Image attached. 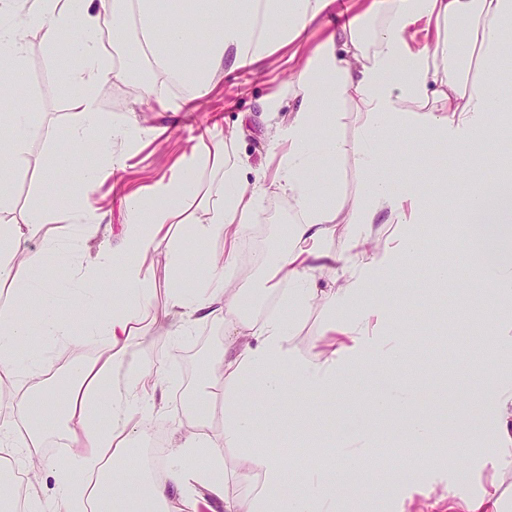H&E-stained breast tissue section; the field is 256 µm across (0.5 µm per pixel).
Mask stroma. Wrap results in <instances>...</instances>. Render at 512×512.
<instances>
[{
    "label": "stroma",
    "instance_id": "1",
    "mask_svg": "<svg viewBox=\"0 0 512 512\" xmlns=\"http://www.w3.org/2000/svg\"><path fill=\"white\" fill-rule=\"evenodd\" d=\"M288 69V52L284 49L273 52L256 69L225 67L208 97L184 103L176 113L163 111L152 100L134 103L125 86L111 85L102 98L104 111L116 116H132L139 127L145 128L146 134L143 140L131 145L126 168L105 177L88 200L99 215L104 238L115 245L120 243L126 222L125 197L167 175L175 164L190 156L203 136L212 134L222 139L225 155L242 161L244 182H253L272 153L269 136L275 125L287 120L297 105L285 84ZM63 77L58 61L45 54L39 35L31 34L22 80L35 94L39 125H49L59 131L70 121L69 92ZM270 97L280 98L279 112L266 111L265 102ZM363 119L358 104L346 101L339 106L335 126L325 131L326 136L342 145L336 159L335 200L340 204L354 198L364 188L365 175L353 157ZM385 151L393 162L392 172L399 182H418L437 189L443 215L448 218V229L453 234L452 240L444 239L425 248L422 260L412 259L398 268L401 290L397 295L379 291L372 294L373 301L387 310L390 320L399 329L405 343L402 358L384 372L360 375L351 392H324L315 399L316 412L298 421L270 410L256 397L252 398L250 408L257 428L263 431L273 421L279 423L282 432L293 433L300 439L316 428L331 436L372 428L378 433V446L382 447L390 432L402 423L404 414L397 410H379L374 407L373 399L392 385L409 387L416 396L415 412L429 416L438 428V439L432 442L429 451L436 465L424 471L416 487H401L387 496H368L362 489L368 475L376 483H386L389 473L385 468L369 473L356 469L352 473L357 489L355 504L357 512H430V504L448 490L468 497L476 494L492 476L498 453L494 439L486 438L470 447H456L449 456L440 443L453 440L466 420L478 416L479 409L471 403L470 391L480 369L495 365L511 376L512 356H503L495 348L481 343L490 325L489 318L482 312L490 294L480 279L484 255L480 249L469 247L463 236V211L470 191L461 184L443 182L438 174L440 168L454 163V152L443 144L424 143L408 134L392 136ZM46 166L43 144L38 139L34 140L22 168H15L12 158L0 153V170L16 172L12 187L17 223H24L37 204L62 218L67 213L70 199L47 191L44 186ZM272 201V196L268 195L260 202L240 242L241 249L256 248L274 256L287 248L286 225L265 220ZM431 261L464 262L469 273L464 286L426 285L424 271ZM62 313L72 322L73 335L81 337L80 348L54 342L36 330L31 333L34 344L43 347L52 359L45 387L55 395V404L48 410L54 420L63 416L70 365L94 357L100 348L98 339L84 334L85 323L94 316L92 310L68 303ZM152 334L154 341L149 355L161 358L172 377L152 427L163 432L166 441L171 442L192 431L191 410L180 400L179 394L186 390L198 391L205 378L208 359L216 358L224 349V327L201 322L189 336L177 340L166 336L165 324L160 321ZM70 453L63 433L58 431L46 436L37 455L28 458L19 470L26 474L28 481L35 483L41 497L49 499L55 492L50 466L66 461Z\"/></svg>",
    "mask_w": 512,
    "mask_h": 512
}]
</instances>
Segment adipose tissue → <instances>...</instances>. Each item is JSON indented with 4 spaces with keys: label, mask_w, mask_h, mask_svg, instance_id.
Masks as SVG:
<instances>
[{
    "label": "adipose tissue",
    "mask_w": 512,
    "mask_h": 512,
    "mask_svg": "<svg viewBox=\"0 0 512 512\" xmlns=\"http://www.w3.org/2000/svg\"><path fill=\"white\" fill-rule=\"evenodd\" d=\"M331 0H185V17L172 18L157 33L161 0H0V131L9 136L15 164L29 151L34 97L23 85L28 35L41 33L48 56H73L82 66L70 76L73 120L64 131L42 132L48 168L44 183L64 187L75 200L68 222L80 224L87 237L99 226L87 199L103 173L122 168L123 154L114 150L131 134L129 122L112 118L100 102L101 88L129 83L145 59L154 62L153 81L137 86L136 100L154 99L168 108L160 83L177 84L186 98L200 99L212 88L224 64L254 67L271 49L303 55L304 63L288 83L298 100L275 136L282 153L273 175L258 174L244 184L239 162H226L217 142H201L187 163L168 180L133 193L127 199L128 219L119 246L100 247L92 260L74 264L70 278L46 285L29 279L22 263L0 261V285L12 288V304L0 307V380L12 383L8 401L0 402V456H30L53 422L33 395L42 383L47 361L29 343L28 316L36 314L44 335L79 345L60 314L63 299L74 298L99 309L86 327L99 337L97 355L73 364L76 372L67 392L62 422L75 455L53 465L56 494L46 502L28 491L25 512H127L137 486L150 482L151 493L139 512H196L199 492L222 500L224 512H349L351 486L347 469L313 467L305 488L285 493L287 459L258 450L254 419L245 405L256 394L272 408L299 418L302 408L287 400L283 372L313 397L349 382L356 369L375 371L395 361L401 351L396 327L371 300L373 289L392 294L399 283L396 266L432 243L428 225L436 220L434 199L418 184L396 186L381 147L398 132L417 133L448 143L458 152L456 172L472 175L478 164L468 151L486 141L489 162H497L495 146L512 134V0H364L362 14L378 19L371 40L356 24L330 32L314 47L300 37L316 22ZM136 15L143 47L127 43L128 15ZM356 101L365 122L354 159L368 181L348 206L323 203L314 188L316 174L336 166L339 143L317 135L320 126L336 123V104ZM93 147L99 165L86 170L80 184L66 185L62 174L72 155ZM221 173L217 185L202 186L198 170ZM493 178H485L469 196L471 219L465 232L487 251L486 285L492 299L484 308L492 320L490 342L497 349L512 346V250H505L501 223L511 208L497 206ZM279 195L294 215L290 244L274 260L276 277L287 283L277 308L260 318L247 316L250 295L224 286V270L239 255V242L252 223L260 199ZM196 197L203 215L184 209ZM15 202L9 180L0 181V242L13 253L27 251L41 238L43 225L57 223L56 214L34 206L27 223H15ZM390 223L411 225V232L384 241L371 230L377 214ZM348 228L344 254L325 244L339 225ZM197 241L224 244L222 263L204 261L181 244V231ZM164 246L171 279L165 315L176 335H189L200 321L224 325V355L212 362L207 381L221 391L218 408L224 417L219 437L197 431L174 445L173 464L164 477L128 470L136 438L145 436L155 417V399L166 381L162 359L145 360L151 343L136 335L157 290L141 257L152 246ZM339 266L343 286L322 288L312 270ZM199 275L194 288L182 286L190 268ZM115 274L111 293L100 281ZM337 312L324 329L336 337L334 348L300 355L292 337L313 302ZM481 417L467 421L461 432L472 444L494 432L503 450L488 488L472 497L448 496V512H512L504 482L512 476V378L501 376L494 391L481 400ZM233 449L227 464L225 449Z\"/></svg>",
    "instance_id": "obj_1"
}]
</instances>
